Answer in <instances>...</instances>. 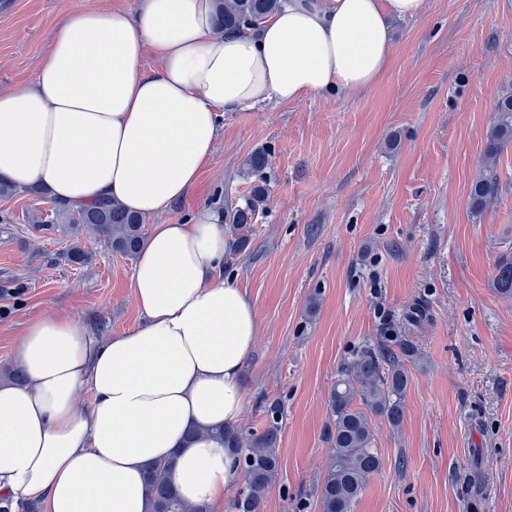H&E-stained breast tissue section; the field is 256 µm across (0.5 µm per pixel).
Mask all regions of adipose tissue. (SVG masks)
Segmentation results:
<instances>
[{
	"instance_id": "ef3b65f1",
	"label": "adipose tissue",
	"mask_w": 512,
	"mask_h": 512,
	"mask_svg": "<svg viewBox=\"0 0 512 512\" xmlns=\"http://www.w3.org/2000/svg\"><path fill=\"white\" fill-rule=\"evenodd\" d=\"M218 8L142 0L134 15L60 25L35 80L0 92V179L65 208L114 199L160 215L211 160L221 113L369 89L391 61L392 22L426 0H288L254 32L218 31ZM227 250L222 210L197 207L142 243L129 283L139 319L121 334L98 341L54 310L29 321L15 359L24 382H0L1 499L151 512L146 468L170 458L187 503L223 501L241 482L238 456L210 435L241 414L259 330L224 276Z\"/></svg>"
}]
</instances>
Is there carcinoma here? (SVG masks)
Segmentation results:
<instances>
[{"label": "carcinoma", "instance_id": "cac0c4a2", "mask_svg": "<svg viewBox=\"0 0 512 512\" xmlns=\"http://www.w3.org/2000/svg\"><path fill=\"white\" fill-rule=\"evenodd\" d=\"M282 0H220L219 11L226 29H254L281 7ZM487 141L486 173L476 179L469 193L473 213L480 214L497 197L499 181L493 165L505 148L512 145V95L497 103ZM266 196L256 187L244 204L229 215V231L235 246L247 244L244 231ZM62 223L74 233L85 231L104 241L113 252L134 258L143 243V217L129 212L117 201L61 209ZM492 286L504 297H512V257L501 256L494 265ZM418 350L407 338L382 336L353 350L337 370L336 382L328 398L333 426L328 434L331 456L325 475L317 486L321 512H353L368 482L382 465L372 419L384 421L392 431H399L405 415V401L410 383L408 365L415 364ZM268 426L252 438L234 427L223 429L218 437L238 453L247 479L246 492L233 502L235 512H259L265 491L278 474V407L267 411ZM174 458L150 465L146 486L152 512H209L203 505H192L179 498L170 482Z\"/></svg>", "mask_w": 512, "mask_h": 512}]
</instances>
